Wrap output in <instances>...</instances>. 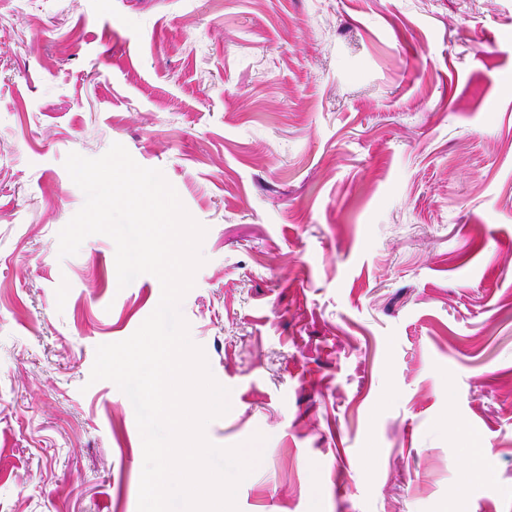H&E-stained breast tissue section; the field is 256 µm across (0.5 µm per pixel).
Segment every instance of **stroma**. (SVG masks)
Masks as SVG:
<instances>
[{
	"label": "stroma",
	"mask_w": 512,
	"mask_h": 512,
	"mask_svg": "<svg viewBox=\"0 0 512 512\" xmlns=\"http://www.w3.org/2000/svg\"><path fill=\"white\" fill-rule=\"evenodd\" d=\"M512 0H0V512H138L99 345L160 302L58 234L122 144L206 229L180 310L260 434L239 512H512ZM492 468V457L488 449L477 448L475 452V459L471 466L468 468V476L465 480V487L461 493L457 510L460 512L466 511V492L468 487L477 480H480Z\"/></svg>",
	"instance_id": "1"
}]
</instances>
